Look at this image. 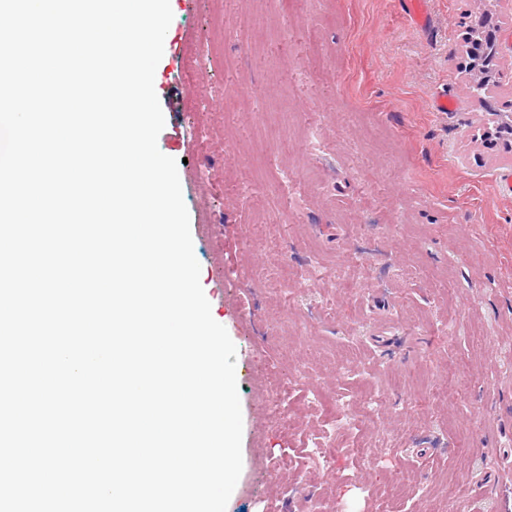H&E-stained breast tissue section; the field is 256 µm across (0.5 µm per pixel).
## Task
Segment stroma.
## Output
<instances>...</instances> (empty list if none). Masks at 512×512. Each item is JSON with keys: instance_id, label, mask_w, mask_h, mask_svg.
<instances>
[{"instance_id": "1", "label": "stroma", "mask_w": 512, "mask_h": 512, "mask_svg": "<svg viewBox=\"0 0 512 512\" xmlns=\"http://www.w3.org/2000/svg\"><path fill=\"white\" fill-rule=\"evenodd\" d=\"M170 6L157 144L237 350L226 512H512V163L474 139L472 0Z\"/></svg>"}]
</instances>
